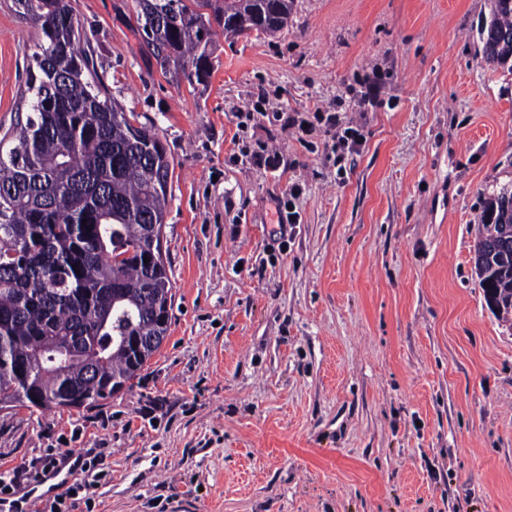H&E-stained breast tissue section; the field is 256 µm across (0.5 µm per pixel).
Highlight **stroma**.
Returning a JSON list of instances; mask_svg holds the SVG:
<instances>
[{
  "label": "stroma",
  "mask_w": 512,
  "mask_h": 512,
  "mask_svg": "<svg viewBox=\"0 0 512 512\" xmlns=\"http://www.w3.org/2000/svg\"><path fill=\"white\" fill-rule=\"evenodd\" d=\"M71 2L173 168L172 322L101 405L0 411V472L97 461L71 512H512V323L473 263L484 200L512 183V71L478 40L490 0H295L273 36L214 26L194 86L163 73L134 0ZM37 39L0 0V134ZM318 108L362 146L336 156ZM288 194L300 221L281 227Z\"/></svg>",
  "instance_id": "stroma-1"
}]
</instances>
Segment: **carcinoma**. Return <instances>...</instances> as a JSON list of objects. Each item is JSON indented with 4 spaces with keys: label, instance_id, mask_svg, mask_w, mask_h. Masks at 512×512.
<instances>
[{
    "label": "carcinoma",
    "instance_id": "carcinoma-1",
    "mask_svg": "<svg viewBox=\"0 0 512 512\" xmlns=\"http://www.w3.org/2000/svg\"><path fill=\"white\" fill-rule=\"evenodd\" d=\"M39 25L21 100L26 120L0 138V409L95 402L136 379L167 335L173 284L150 257L149 228L165 223L171 164L156 132L128 113L80 49L70 0H17ZM210 0H135L136 28L161 66L188 83L210 75ZM294 0H224L228 37L288 26ZM483 58L512 71V0H490ZM512 225V188L486 199L475 269L485 299L512 319V251L490 245ZM80 273H75V270Z\"/></svg>",
    "mask_w": 512,
    "mask_h": 512
}]
</instances>
